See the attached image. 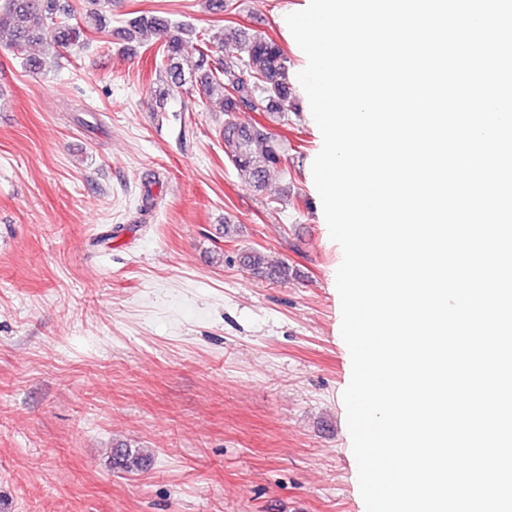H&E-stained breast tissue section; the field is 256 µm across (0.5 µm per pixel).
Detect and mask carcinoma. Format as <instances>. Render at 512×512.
I'll list each match as a JSON object with an SVG mask.
<instances>
[{
	"label": "carcinoma",
	"instance_id": "carcinoma-1",
	"mask_svg": "<svg viewBox=\"0 0 512 512\" xmlns=\"http://www.w3.org/2000/svg\"><path fill=\"white\" fill-rule=\"evenodd\" d=\"M104 21L102 11L94 8L82 22L73 23L60 0H0V47L20 58L26 72L42 74L84 44L88 30L103 29ZM144 32L160 40L159 95L196 89L205 98L216 99L224 112V154L239 178L263 190L269 173L284 166L283 150L266 125L247 121L243 115L255 113L284 123L288 112L296 108L288 55L282 44L241 28L214 43L206 33L157 13L131 19L123 36L132 41ZM190 38L197 43L195 61L183 54ZM34 43L42 47L38 54L30 52ZM239 262L253 274L271 280L286 281L290 275L288 263L269 265L257 249L241 253ZM148 461L149 456L140 449L118 447L112 451V469L118 472L142 471Z\"/></svg>",
	"mask_w": 512,
	"mask_h": 512
}]
</instances>
